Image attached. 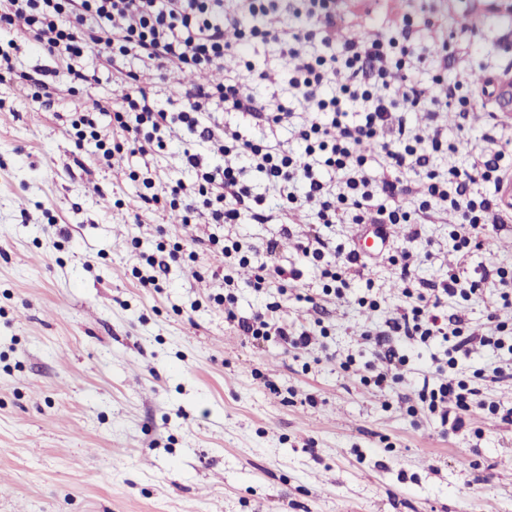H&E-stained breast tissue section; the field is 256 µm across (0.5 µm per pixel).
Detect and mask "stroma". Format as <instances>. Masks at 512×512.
<instances>
[{
	"label": "stroma",
	"instance_id": "35a3bbf8",
	"mask_svg": "<svg viewBox=\"0 0 512 512\" xmlns=\"http://www.w3.org/2000/svg\"><path fill=\"white\" fill-rule=\"evenodd\" d=\"M406 15L423 24L420 47H454L448 74L466 73L477 93L464 134L453 111L407 113L413 125L464 138L437 169L469 166L486 132L512 140L510 128L490 130L494 99L480 93L485 72L512 62V0H336V39L371 40ZM0 39L19 46L12 73L0 78V512H512V380L494 377L512 354L476 344L459 358L451 376L480 379L487 406L471 409L455 432L410 411L443 345L393 337L407 361L400 382L379 389L363 381L375 346L362 335L406 305L402 252L414 255L413 280L473 279L484 267L512 270V233L485 225L496 249L463 259L449 239L455 214L396 225L386 257L352 268L351 295L331 306L322 346L253 342L213 303L224 291L223 262L201 239L214 233L255 249L250 266L233 272L237 317L277 300L300 327L313 323L303 295L324 280L319 267L303 265L298 243L319 230L334 262L354 250L357 225L316 226L304 214L286 229L247 216L220 228L182 224L177 213L144 205L130 173L150 171L159 188L191 180L183 134L166 150L108 165L71 126L77 113L111 108L126 71H140L158 102L178 106L186 88L238 74L236 58L220 72L174 73L131 57L61 60L17 26ZM239 52L270 75L253 84L258 99H291L280 43ZM76 68L89 82H74ZM43 72L47 104L28 82ZM271 239L280 242L275 264L303 275L258 292L250 282ZM176 242L196 250V260L180 256L158 287H143L147 256ZM368 285L380 308L367 316L356 297ZM349 355L355 363L346 370Z\"/></svg>",
	"mask_w": 512,
	"mask_h": 512
}]
</instances>
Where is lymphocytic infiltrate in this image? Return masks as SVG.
<instances>
[{"mask_svg": "<svg viewBox=\"0 0 512 512\" xmlns=\"http://www.w3.org/2000/svg\"><path fill=\"white\" fill-rule=\"evenodd\" d=\"M300 2L310 26L288 39L264 23L265 17L277 10V0H242L243 9L259 20L249 28L241 26L237 14L225 10L224 0H0V29L22 21L29 41L57 58L97 51L111 60L132 55L147 67L173 65L183 71L223 70L231 49L224 39L228 28L242 44L281 40L288 58V83L295 99L303 103L304 115L278 100L257 99L242 81H219L187 90L183 108L174 112L160 105L141 86L138 72L130 70L112 103L111 129L100 128L89 112L78 115L72 125L79 140L94 141L101 158L117 164L128 151L147 155L163 149L174 127L186 131L189 145L183 151V162L194 172V182L171 180L159 194L153 191L151 176H143L142 183L152 191L151 202L182 211L187 223L236 224L246 215L262 218L265 199L246 178L251 170L278 190L288 213L307 212L320 224L344 219L364 223L370 207L378 224H421L434 209L453 211L459 216L458 228L450 233L453 248L461 257H468L483 225L499 223L503 211L496 192L487 195L478 187L490 183L497 191L511 181L512 160L499 149L478 157L469 167L452 164L446 173H439L432 167L433 158L457 152V144L449 142L442 128L426 135L404 117L405 112L419 108L431 113L451 108L458 131H465L473 99L465 92L463 81L448 84L440 98L429 96L421 84L410 83L401 99H394L387 93L391 75L408 76L427 61L423 50L412 42L418 22L407 17L372 41L349 39L338 45L333 33L335 0ZM315 38L320 40L322 52H306L305 43ZM355 103L361 105L363 114L356 123L348 119V108ZM218 105L241 114L247 126L291 122L302 152L273 148L265 140L248 136L246 126L219 125L213 116ZM373 151L386 160V171L377 178L365 169ZM211 154L223 157V165H211L207 160ZM324 168L335 173L337 189H330L321 176ZM298 249L306 262H324L321 241L299 244ZM356 262L351 254L341 264L324 262L321 293L306 298L316 312H323L327 303L346 298L350 290L346 274ZM400 278L408 307L383 326L364 333L386 362L385 369L372 371L366 382L378 388L397 383V369L405 365L406 356L390 345V337L414 344L441 340L446 349L435 369L440 380H423L417 397L428 414L439 417L452 430H460L466 425V412L477 404L480 390L446 378L445 373L477 340L512 352V343L505 341L512 336V325L501 316L512 308V272L503 267L486 268L473 280L452 274L442 286L426 282L416 286L405 260L400 264ZM486 283L493 285L496 299L488 316L490 332L479 338L461 316L447 315L444 309L449 300H467L480 293ZM224 285L225 293L214 295L213 300L223 306L239 335L278 341L301 351L315 344V329L288 324L280 302L267 303L252 317H236L233 277L225 276Z\"/></svg>", "mask_w": 512, "mask_h": 512, "instance_id": "1", "label": "lymphocytic infiltrate"}]
</instances>
